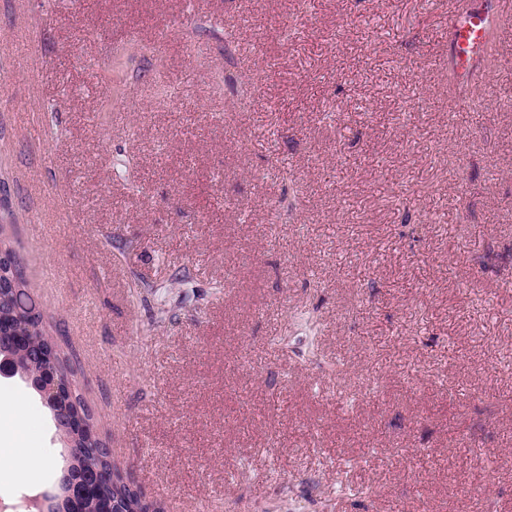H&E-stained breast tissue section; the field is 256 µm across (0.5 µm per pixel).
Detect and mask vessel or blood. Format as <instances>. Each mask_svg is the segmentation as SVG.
Returning a JSON list of instances; mask_svg holds the SVG:
<instances>
[{
	"instance_id": "vessel-or-blood-1",
	"label": "vessel or blood",
	"mask_w": 512,
	"mask_h": 512,
	"mask_svg": "<svg viewBox=\"0 0 512 512\" xmlns=\"http://www.w3.org/2000/svg\"><path fill=\"white\" fill-rule=\"evenodd\" d=\"M512 13V0H493L492 7L475 5L448 16L449 62L455 76L467 81L474 65L485 54L486 34L491 18H505Z\"/></svg>"
}]
</instances>
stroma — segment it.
<instances>
[{
  "label": "stroma",
  "mask_w": 512,
  "mask_h": 512,
  "mask_svg": "<svg viewBox=\"0 0 512 512\" xmlns=\"http://www.w3.org/2000/svg\"><path fill=\"white\" fill-rule=\"evenodd\" d=\"M470 2L0 0V229L159 512H512V17L458 89ZM0 395L22 512L64 450ZM47 464L48 462L44 458H33L24 453L21 448L0 454V472L3 470L20 471L32 467L42 468Z\"/></svg>",
  "instance_id": "35a3bbf8"
}]
</instances>
